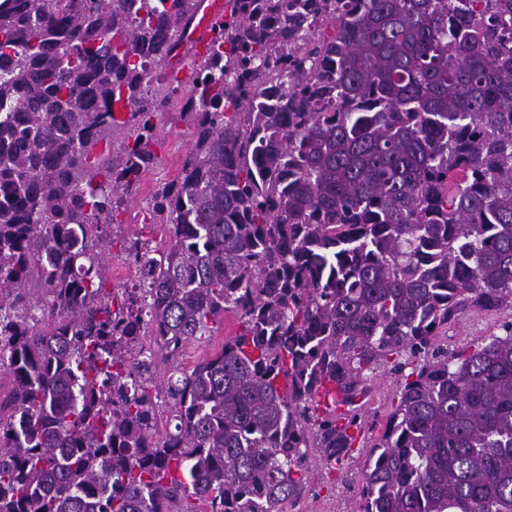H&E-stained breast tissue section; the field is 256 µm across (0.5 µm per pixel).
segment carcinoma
<instances>
[{
  "instance_id": "1",
  "label": "carcinoma",
  "mask_w": 512,
  "mask_h": 512,
  "mask_svg": "<svg viewBox=\"0 0 512 512\" xmlns=\"http://www.w3.org/2000/svg\"><path fill=\"white\" fill-rule=\"evenodd\" d=\"M200 2L0 3V512H283L309 449L350 459L380 367L360 512H512V322L437 341L512 308V0H226L158 74ZM179 87L194 149L147 207L165 247H124L132 307L107 228ZM224 1V0H223ZM222 0H208L202 16L199 18L195 26L189 29L187 37L196 44L195 53L203 56L206 53L210 42V26L223 18L224 2ZM509 320H512V310L508 308L497 314L470 313L461 322L448 326V335L441 337L440 344L448 345L450 352L462 349L499 334L498 326ZM240 331V322L233 313H224L210 333V336H202L201 339L187 345L178 363L181 368L191 370L192 367L204 357L219 351L225 339L235 336ZM367 374L369 375L366 382L368 393L362 401L364 403L362 411L369 421L375 418L374 416H377L376 418L381 421L383 415L390 409L391 402L399 385L397 380L392 378L391 375L378 372L376 376L369 372Z\"/></svg>"
}]
</instances>
